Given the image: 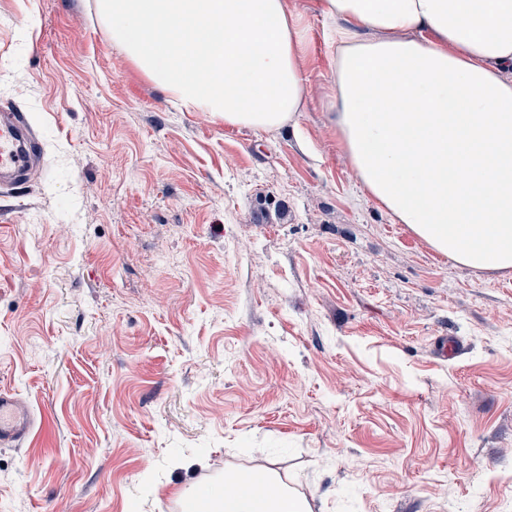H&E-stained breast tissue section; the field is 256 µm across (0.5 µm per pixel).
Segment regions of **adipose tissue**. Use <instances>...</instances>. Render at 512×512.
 Listing matches in <instances>:
<instances>
[{"label": "adipose tissue", "instance_id": "obj_1", "mask_svg": "<svg viewBox=\"0 0 512 512\" xmlns=\"http://www.w3.org/2000/svg\"><path fill=\"white\" fill-rule=\"evenodd\" d=\"M168 98L271 131L308 93L291 0H96ZM332 122L365 192L456 263L512 270V0H318ZM180 512H313L270 466L177 494Z\"/></svg>", "mask_w": 512, "mask_h": 512}]
</instances>
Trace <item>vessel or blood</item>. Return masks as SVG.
I'll return each mask as SVG.
<instances>
[{
    "label": "vessel or blood",
    "instance_id": "1",
    "mask_svg": "<svg viewBox=\"0 0 512 512\" xmlns=\"http://www.w3.org/2000/svg\"><path fill=\"white\" fill-rule=\"evenodd\" d=\"M38 151L31 126L12 112L0 113V180L26 179ZM34 419L29 406L13 394L0 392V444L15 446L27 439Z\"/></svg>",
    "mask_w": 512,
    "mask_h": 512
}]
</instances>
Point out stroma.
<instances>
[{"mask_svg": "<svg viewBox=\"0 0 512 512\" xmlns=\"http://www.w3.org/2000/svg\"><path fill=\"white\" fill-rule=\"evenodd\" d=\"M295 5L309 92L258 133L170 102L96 0H0V109L41 140L0 183V391L35 417L0 512H173L270 461L314 512H512V273L364 193Z\"/></svg>", "mask_w": 512, "mask_h": 512, "instance_id": "stroma-1", "label": "stroma"}]
</instances>
